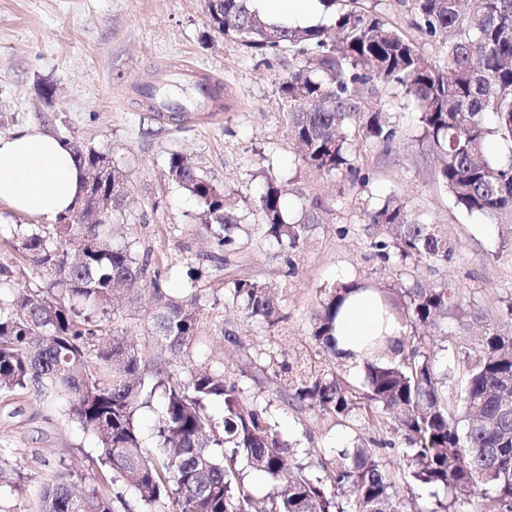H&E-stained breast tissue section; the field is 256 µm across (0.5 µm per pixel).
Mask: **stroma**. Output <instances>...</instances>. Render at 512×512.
<instances>
[{"label":"stroma","mask_w":512,"mask_h":512,"mask_svg":"<svg viewBox=\"0 0 512 512\" xmlns=\"http://www.w3.org/2000/svg\"><path fill=\"white\" fill-rule=\"evenodd\" d=\"M294 67L288 50L259 54L212 32L205 0H0V134L33 125L68 143L96 148L123 167L134 198L121 226L123 239L163 259L173 292L186 286L187 253L209 255L213 246L199 201L166 177L171 153L189 154L215 183L248 203L269 167L289 181L293 195L335 201V211L313 225L293 273L257 226L235 232L227 262L210 270L202 287L220 296L228 279L272 284L282 320L270 328L205 303L204 323L225 320L236 339L204 335L191 349L193 361L223 368L226 379L266 407L279 432L307 460H331L356 439L393 440L397 434L387 426L376 432L358 420L319 415L289 404L277 391L274 371L314 352L312 317L325 289L352 281L380 288L445 281L475 306L495 313L512 303V251L502 250L489 220L456 209L440 190L434 181L438 160L402 105L391 107L401 135L389 154L369 157L366 187L344 193L337 181L297 173L277 93L279 81ZM203 76L219 79V100L195 102L181 122L151 119L144 88L180 84L194 98ZM391 194L446 225L455 244L450 260L415 271L372 258L364 211ZM426 340L451 370L471 342L453 316ZM94 446L92 436L45 407L25 403L13 416L0 409V448L7 449L8 464L23 476L21 490L5 487L0 495L19 512H36L32 496L48 473L41 456L63 457L87 477L95 471Z\"/></svg>","instance_id":"35a3bbf8"}]
</instances>
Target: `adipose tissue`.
Instances as JSON below:
<instances>
[{"label":"adipose tissue","mask_w":512,"mask_h":512,"mask_svg":"<svg viewBox=\"0 0 512 512\" xmlns=\"http://www.w3.org/2000/svg\"><path fill=\"white\" fill-rule=\"evenodd\" d=\"M268 20L291 27L313 28L323 20L320 0H251ZM84 172L71 146L34 127L0 135V204L22 216L56 219L80 195ZM400 338L398 324L382 316L380 294L357 288L347 296L337 317L332 346L336 356L350 360L368 337Z\"/></svg>","instance_id":"1"}]
</instances>
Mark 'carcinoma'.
<instances>
[{
	"instance_id": "carcinoma-1",
	"label": "carcinoma",
	"mask_w": 512,
	"mask_h": 512,
	"mask_svg": "<svg viewBox=\"0 0 512 512\" xmlns=\"http://www.w3.org/2000/svg\"><path fill=\"white\" fill-rule=\"evenodd\" d=\"M249 0H206L212 30L256 51L288 47L297 66L279 82L286 134L305 171L339 179L348 189L370 181L365 155L391 151L400 128L385 106L404 101L421 139L442 158L436 181L453 205L498 226L502 247L512 250V154L493 160L495 143L512 146V0H411L421 41L408 37L361 0H321L333 23L289 28L267 22ZM429 44L428 53L424 45ZM84 170L82 195H105L111 205L87 210L73 224H46L8 241L0 257V402L29 399L50 407L69 425L97 441V474L74 480L64 460L37 492V512H114L112 488L122 485L142 512H253L254 498L237 468L243 460L270 476L267 512H422L396 491L397 482L443 490L431 512H456L462 498L492 493L496 512H512V305L489 314L477 309L461 328L484 325L464 351L454 377L439 369L433 346L419 336L463 310L465 294L447 283L386 292L404 333L417 338L409 350L389 339L370 343L361 362L363 381L347 374L331 340L336 316L358 282L324 292L310 336L314 358L274 372L288 402L338 419L391 418L404 439L405 469L388 472L380 450L395 447L372 438L339 454L303 463L275 429L267 410L249 401L224 371L210 365L178 366L201 336L203 276L199 256L183 259L189 287L166 288L160 262L125 243L113 244L124 223L131 183L106 154L73 150ZM167 178L199 200L202 224L217 250L234 242L242 224L239 194L214 184L184 154L173 152ZM288 185L269 167L254 198L253 223L294 255L312 225L332 212L319 196L287 204ZM372 257L413 265L447 261L454 253L442 224H430L396 195L364 213ZM148 298L154 313L148 335L156 348L125 340L132 317L123 302ZM224 305L269 327L282 321L270 285L239 279L224 292ZM161 403L146 443L137 411ZM220 401L214 414L210 403Z\"/></svg>"
}]
</instances>
